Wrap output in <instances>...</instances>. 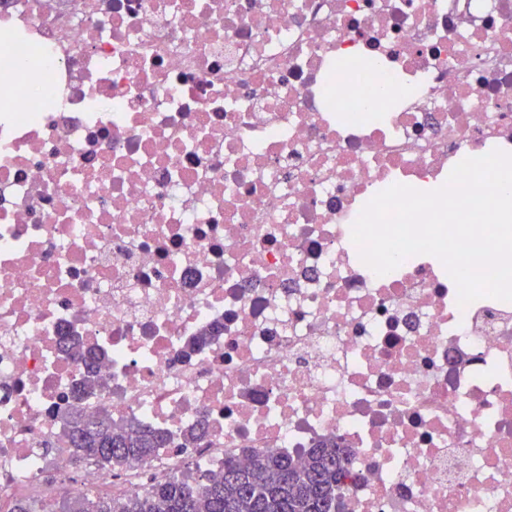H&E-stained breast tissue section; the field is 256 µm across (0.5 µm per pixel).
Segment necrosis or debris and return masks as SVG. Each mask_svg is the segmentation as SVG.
<instances>
[{
	"instance_id": "1",
	"label": "necrosis or debris",
	"mask_w": 512,
	"mask_h": 512,
	"mask_svg": "<svg viewBox=\"0 0 512 512\" xmlns=\"http://www.w3.org/2000/svg\"><path fill=\"white\" fill-rule=\"evenodd\" d=\"M349 56L396 81L383 121L340 118ZM0 91V512L328 438L342 512H512V302L351 238L388 187L512 153V0H0ZM77 410L172 445L73 475Z\"/></svg>"
}]
</instances>
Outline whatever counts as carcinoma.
I'll return each mask as SVG.
<instances>
[{"mask_svg": "<svg viewBox=\"0 0 512 512\" xmlns=\"http://www.w3.org/2000/svg\"><path fill=\"white\" fill-rule=\"evenodd\" d=\"M74 462L122 470L156 457L167 434L147 426L121 428L102 412L76 413L69 422ZM349 451L334 443L312 449L304 464L267 451L248 466L224 461L220 474L152 481L117 496L89 493L62 503L60 512H336L348 478Z\"/></svg>", "mask_w": 512, "mask_h": 512, "instance_id": "obj_1", "label": "carcinoma"}]
</instances>
